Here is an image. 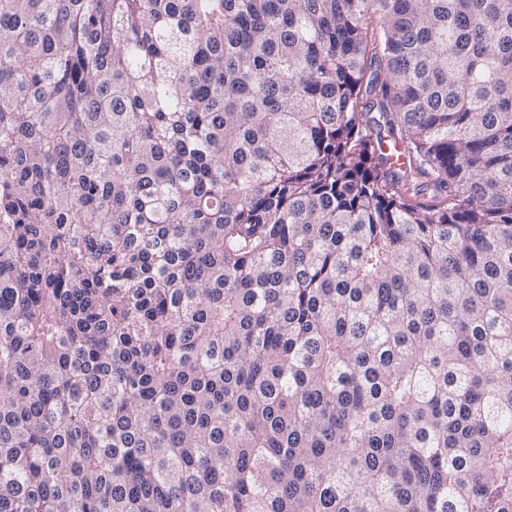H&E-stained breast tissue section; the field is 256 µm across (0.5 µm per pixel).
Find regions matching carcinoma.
<instances>
[{
    "label": "carcinoma",
    "instance_id": "cac0c4a2",
    "mask_svg": "<svg viewBox=\"0 0 512 512\" xmlns=\"http://www.w3.org/2000/svg\"><path fill=\"white\" fill-rule=\"evenodd\" d=\"M0 512H512V0H0Z\"/></svg>",
    "mask_w": 512,
    "mask_h": 512
}]
</instances>
